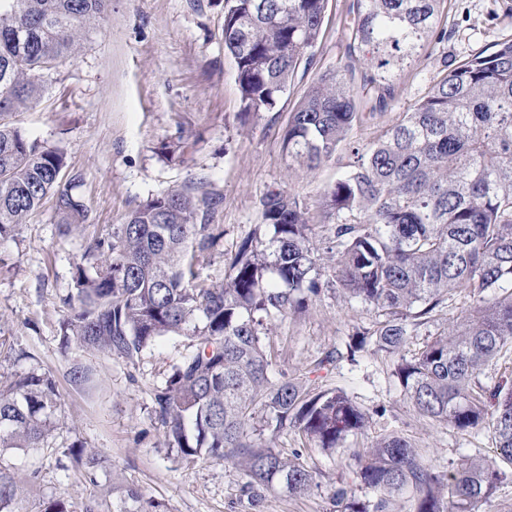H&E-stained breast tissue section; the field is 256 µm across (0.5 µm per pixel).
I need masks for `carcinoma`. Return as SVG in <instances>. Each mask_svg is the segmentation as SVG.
<instances>
[{"label":"carcinoma","mask_w":512,"mask_h":512,"mask_svg":"<svg viewBox=\"0 0 512 512\" xmlns=\"http://www.w3.org/2000/svg\"><path fill=\"white\" fill-rule=\"evenodd\" d=\"M443 0H353L347 16V63L320 75L290 113L283 148L290 161L314 170L329 161L354 128L384 119L379 139L353 143V160L327 186L316 212L299 196L266 193L258 232L242 240L224 284L194 283L195 264L217 246L206 217L211 200L189 189L157 194L122 224L100 234L76 267L75 294L59 344L74 383L91 369L93 351L134 366L165 336L186 337L192 350L153 389L152 416L179 459L230 462L242 470L241 495L258 507L266 493L301 496L317 487L295 449L285 455L253 438L259 410L276 429L293 428L311 447L334 453L365 433L370 413L336 388L309 390L274 382L263 344L268 324L303 312L334 287L367 305L374 328L354 333L348 360L373 347L395 356L404 398L429 420L461 432L488 426L493 457L441 469L399 435L354 454L355 479L375 493L359 500L336 488V512H393L394 494L413 493L414 512H479L512 464V385L481 377L512 348V40L432 79L409 112L390 115L397 80L432 40ZM107 0H0V239L53 194L62 232L88 221L73 195L76 176L66 155L29 140L7 120L37 104L44 79L78 53ZM327 0H224V53L234 61L241 122L276 108L306 54L316 45ZM364 68L355 79L354 62ZM315 223L332 225L324 253L310 243ZM332 275L324 280L322 261ZM467 290L473 303L418 355L400 350L435 323L448 298ZM61 395L44 369L0 381V512H24L21 478L6 454L42 448L58 421ZM99 486L109 458L83 443L59 451ZM99 498L63 497L41 512H101ZM112 512H166L138 488L112 478Z\"/></svg>","instance_id":"cac0c4a2"}]
</instances>
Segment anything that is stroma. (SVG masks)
<instances>
[{
    "label": "stroma",
    "mask_w": 512,
    "mask_h": 512,
    "mask_svg": "<svg viewBox=\"0 0 512 512\" xmlns=\"http://www.w3.org/2000/svg\"><path fill=\"white\" fill-rule=\"evenodd\" d=\"M348 5L349 0H328L310 64L299 68L274 111L245 125L237 118L241 98L233 62L224 54V0H109L79 54L50 74L39 103L12 115L30 140L65 152L70 171L80 177L74 193L89 212L81 233L61 235L50 195L25 224L0 239V336L33 353L54 374L62 396V413L46 447L9 455L20 471L39 472L23 491L26 512H40L44 502L59 496L80 502L102 495L116 478L162 501L168 512H250L240 498L238 470L227 462L181 463L165 447L163 429L152 416L151 392L190 352L189 340H162L133 367L84 354L97 382L79 389L59 351L66 314L61 300L74 288L92 236L123 223L140 202L168 189L188 187L214 202L207 221L221 239L196 266L197 281L206 286L223 284L240 241L260 221L258 203L268 191L283 189L317 202L350 161L349 147L309 172L289 162L282 136L307 88L344 60ZM444 14L447 41L405 69L394 111L410 110L437 72L512 40V0H445ZM374 321L364 304L328 289L307 311L272 323L264 338L274 354L272 379L341 389L371 420L365 435L332 455L307 447L292 429L274 433L256 421L261 443L286 453L302 450L318 483L301 497L279 489L268 493L261 512H333L330 496L342 483L356 498H372L371 490L354 482L350 457L390 434L406 438L425 461L444 469L493 455L489 429L462 433L419 416L392 377L388 354L369 351L354 363L346 358L351 335ZM78 439L112 458L98 486L57 467L56 449Z\"/></svg>",
    "instance_id": "stroma-1"
}]
</instances>
